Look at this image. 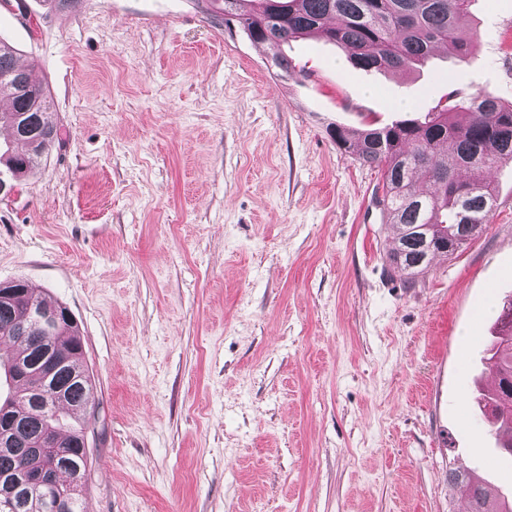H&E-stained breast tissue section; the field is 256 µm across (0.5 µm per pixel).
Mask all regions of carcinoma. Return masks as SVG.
<instances>
[{"mask_svg": "<svg viewBox=\"0 0 512 512\" xmlns=\"http://www.w3.org/2000/svg\"><path fill=\"white\" fill-rule=\"evenodd\" d=\"M474 0H223L224 23L232 22L257 43L275 49L273 63L282 73L292 61L282 46L298 38L321 33L348 49L362 69L404 70L425 63L433 47L453 42L460 57L468 44L456 37V21ZM15 48L0 39V98L12 101L0 111V128L10 130L9 144L0 152V185L15 186L41 164L58 137L59 127L48 88L17 67ZM336 145L364 165L377 168L382 178L378 204L382 216L397 225L399 246L388 255L389 265L413 280L429 269L438 254L453 255L474 239L470 224L486 227L497 197V185L488 174L512 164V104L506 106L489 91L468 98L448 93L421 119H403L390 125L368 124L350 130L336 127ZM464 171L466 177L458 176ZM432 186L417 193L416 178ZM428 251L422 264L417 256L422 242ZM0 336L8 349L0 353V412L20 417L21 435L32 443L44 437L56 447L38 456L20 458L0 453V474L18 468L34 470L63 453L69 466L57 482L66 491L73 474L89 476L87 429L95 410L89 406L93 381L85 370V355L77 325L62 320L50 333L52 356L59 368L49 377L36 366L23 385L6 383V363L38 358L41 333L29 320L31 308H56L21 281L0 285ZM485 369L499 379V389L484 392L478 407L488 423L487 432L503 457H512V298L497 316V332L486 355ZM43 386L61 390L63 401L46 413L31 407L30 389ZM452 491L468 505V512H512V503H501L483 479L472 472L452 471ZM18 512H52L40 495L25 498Z\"/></svg>", "mask_w": 512, "mask_h": 512, "instance_id": "1", "label": "carcinoma"}]
</instances>
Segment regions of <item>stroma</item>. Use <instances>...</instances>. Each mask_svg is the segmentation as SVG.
I'll use <instances>...</instances> for the list:
<instances>
[{
	"label": "stroma",
	"instance_id": "35a3bbf8",
	"mask_svg": "<svg viewBox=\"0 0 512 512\" xmlns=\"http://www.w3.org/2000/svg\"><path fill=\"white\" fill-rule=\"evenodd\" d=\"M467 57L356 68L273 49L205 0H0L58 141L0 200V283L74 317L93 379L85 512H463L448 472L494 450L474 403L512 297V168L483 233L415 282L386 264L378 169L333 127L512 102V0L459 20ZM512 492V461L483 472Z\"/></svg>",
	"mask_w": 512,
	"mask_h": 512
}]
</instances>
